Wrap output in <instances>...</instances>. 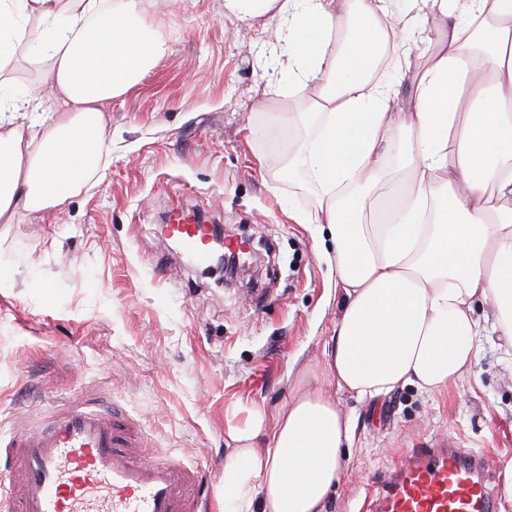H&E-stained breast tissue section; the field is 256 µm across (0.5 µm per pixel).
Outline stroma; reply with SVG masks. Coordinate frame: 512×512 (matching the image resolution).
I'll return each instance as SVG.
<instances>
[{
	"mask_svg": "<svg viewBox=\"0 0 512 512\" xmlns=\"http://www.w3.org/2000/svg\"><path fill=\"white\" fill-rule=\"evenodd\" d=\"M146 23L169 52L109 105L112 162L66 205L0 224V429L45 397L88 385L140 420L158 447L214 464L208 512L224 493L232 406L275 414L303 369L323 358L342 293L319 227L288 217L308 192L279 174L295 131L261 138L263 103L287 70L267 62L254 28L224 0H165ZM42 66L15 55L0 97L20 98ZM250 238L264 260L224 286L160 232L170 200ZM352 444L328 512H365L374 477L404 451L452 438L487 457L500 489L512 466V352L482 337L473 372L443 394L405 386L372 400L340 390Z\"/></svg>",
	"mask_w": 512,
	"mask_h": 512,
	"instance_id": "1",
	"label": "stroma"
}]
</instances>
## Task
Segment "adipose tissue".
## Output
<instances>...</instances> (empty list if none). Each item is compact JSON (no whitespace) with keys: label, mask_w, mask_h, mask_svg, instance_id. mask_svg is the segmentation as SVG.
<instances>
[{"label":"adipose tissue","mask_w":512,"mask_h":512,"mask_svg":"<svg viewBox=\"0 0 512 512\" xmlns=\"http://www.w3.org/2000/svg\"><path fill=\"white\" fill-rule=\"evenodd\" d=\"M414 2L407 18L388 0H224L276 33L295 109L266 110L263 132L302 130L283 170L314 205L291 216L326 227L343 290L330 348L287 405L227 418L224 512H327L351 434L333 388L447 391L474 365L475 303L512 347V0ZM162 3L0 0V70L36 23L29 50L59 102L44 116L36 96L0 99L1 224L109 167L105 109L166 55L143 21Z\"/></svg>","instance_id":"ef3b65f1"}]
</instances>
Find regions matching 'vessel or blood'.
I'll return each mask as SVG.
<instances>
[{"label":"vessel or blood","instance_id":"1","mask_svg":"<svg viewBox=\"0 0 512 512\" xmlns=\"http://www.w3.org/2000/svg\"><path fill=\"white\" fill-rule=\"evenodd\" d=\"M182 255L209 258L202 222L172 206L165 219ZM139 424L90 396L51 401L0 434V499L11 512H196L209 475L169 449L138 453ZM367 512H496L482 455L454 440L406 452L376 481Z\"/></svg>","mask_w":512,"mask_h":512}]
</instances>
